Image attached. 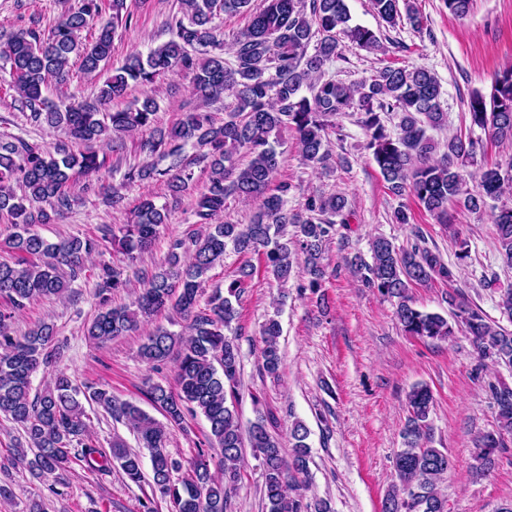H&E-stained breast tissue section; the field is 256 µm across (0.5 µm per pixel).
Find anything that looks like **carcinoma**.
<instances>
[{
  "mask_svg": "<svg viewBox=\"0 0 512 512\" xmlns=\"http://www.w3.org/2000/svg\"><path fill=\"white\" fill-rule=\"evenodd\" d=\"M250 2L181 0L182 16L174 19L177 39L150 49L145 56H129L104 81L97 103L63 110L43 95L48 80L61 87L68 84L73 58L86 76L100 71L112 55L116 29L123 24L124 0H77V6L49 33H43L39 20L32 18L30 26L17 29L0 43V59L10 67L11 88L32 122L84 142H108L113 135L144 130L149 136L140 140L139 150L146 157L178 156L186 146H197L205 149L202 161L207 171L194 203V215L203 230L188 243H172L164 263L142 278L143 288L130 306H108L109 294L126 287L127 281L120 267L100 265L96 288L103 310L86 328V335L104 344L136 330L162 310H172L187 321L184 333L158 327L141 345L140 356L149 363L163 362L173 354L178 358V389L150 384L143 395L171 424H181L188 415L205 417L210 427L208 444L220 449L222 481L212 477L211 456L202 448L197 449L187 475L174 478L181 463L165 451L166 427L137 405L114 400L105 389H80L67 369L57 365L60 350L48 349L55 334L53 324L43 322L23 336L11 330L14 314L30 301L67 294L88 259L105 244L117 246L127 259L135 260L166 223L168 207L146 197L134 208V221L117 231L106 224L98 235L51 243L31 227L69 213L76 202L69 188L71 179L84 178L86 189H92V177L104 161L92 152L77 156L62 140L51 152L20 137L0 139V218L10 217L13 232L8 248L15 253L14 261H0V297L9 304L0 311V414L23 427L33 458L26 459L21 448L15 461H28L35 475H53L58 483L72 462L99 473L116 467L130 483H146L152 492L169 499L173 512H229L247 442L262 459L267 512H334L330 500H308L300 492L310 461L309 430L303 422L292 427V451L287 455L271 432L276 420L264 413H258L247 432H242L240 351L225 330L237 319L235 304L244 294L252 267H242L238 277L215 289L205 303L199 300L201 282L213 267L224 263L229 245L239 254L258 256L266 272L280 283L294 275V256L300 253L308 287L314 291L322 287L324 253L336 235V223L330 217L343 214L347 201L341 194H309L298 212L288 213L291 185L274 183L279 166L278 152L270 141L274 131H292L304 161L326 169L331 160L328 130L342 140V127L335 119L350 110L357 112L366 148L389 191L396 196L410 192L419 206L445 226L452 223L450 205L475 212L490 210L502 260L512 268V164L486 168L471 187L464 169L485 154L481 138L453 135L440 158L432 157L437 144L427 131L442 128L447 120L436 75L425 68L387 65L349 85L325 76V67L342 55L343 48L369 53L381 48L373 30L350 24L346 0H261L247 28L234 38L231 58L226 59L224 33L213 20L220 12H237ZM371 3L388 28L397 27L404 18L414 28L421 27L414 0ZM107 8L112 9L111 19L95 28L91 40L82 41L80 32ZM176 69L192 73L191 91L199 106L184 113L175 126L154 127L158 104L148 93L133 108L100 112L99 106L126 94L129 82L148 89L158 77ZM223 95L233 97L234 103L224 107V122L218 125L211 113L200 108ZM468 108L471 127L483 130L493 142L512 143V69L496 75L489 96H472ZM392 114L398 118L394 132L387 127ZM242 153L249 156L245 164L240 163ZM159 178L176 202L192 183L193 173L186 168L162 170L148 163L125 174L129 183ZM13 183L22 195L13 191ZM231 197L262 199L251 223L220 221ZM45 203L49 208L43 207ZM370 252L371 261L356 254L350 265L367 287L397 299L395 315L407 335L441 340L460 327L478 353L476 376H481L488 362L512 367V329L451 294V322L439 313L417 308L408 296L415 285L455 281V269L439 254L418 242L400 249L384 236L371 241ZM280 335V323L272 316L263 326L261 359L263 370L273 377L282 365ZM40 369L50 372L51 379L34 392L31 377ZM490 391L497 427L475 441L476 479L491 473L506 448L504 435L512 434V387L501 382L490 385ZM84 400L131 426L141 447L151 453L150 476H145L141 454L122 439H114L107 451L93 442ZM407 400L403 448L394 458L399 484L386 496L382 512H445L438 481L448 474L451 460L447 449L428 445L432 393L428 386L417 384ZM0 473L4 476L0 502L8 504L13 500L10 465L0 463Z\"/></svg>",
  "mask_w": 512,
  "mask_h": 512,
  "instance_id": "obj_1",
  "label": "carcinoma"
}]
</instances>
